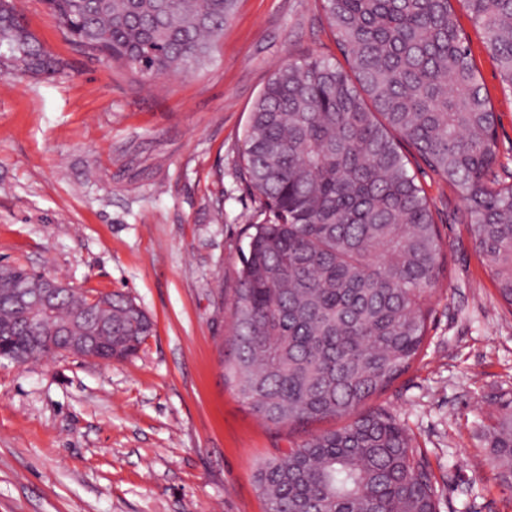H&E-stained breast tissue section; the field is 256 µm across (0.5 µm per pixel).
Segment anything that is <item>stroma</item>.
Returning a JSON list of instances; mask_svg holds the SVG:
<instances>
[{
  "label": "stroma",
  "mask_w": 512,
  "mask_h": 512,
  "mask_svg": "<svg viewBox=\"0 0 512 512\" xmlns=\"http://www.w3.org/2000/svg\"><path fill=\"white\" fill-rule=\"evenodd\" d=\"M62 63L0 76V263L135 299L154 322L109 363L0 359V512H265L254 473L328 422L272 425L224 381L246 225L265 219L239 168L273 68L340 58L316 0H239L213 61L141 79L67 41L43 0H16ZM512 178V93L465 11ZM445 257L418 359L369 405L399 418L439 480L441 512H512L485 439L512 403V308L482 264L459 195L425 166ZM224 221H213L215 209Z\"/></svg>",
  "instance_id": "1"
}]
</instances>
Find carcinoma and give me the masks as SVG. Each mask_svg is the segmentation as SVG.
<instances>
[{
    "label": "carcinoma",
    "instance_id": "1",
    "mask_svg": "<svg viewBox=\"0 0 512 512\" xmlns=\"http://www.w3.org/2000/svg\"><path fill=\"white\" fill-rule=\"evenodd\" d=\"M62 35L146 80L208 64L239 0H44ZM348 68L319 56L280 65L255 100L241 168L269 217L250 224L230 314L224 380L273 425L357 414L255 473L267 512H440L437 480L399 419L358 413L418 357L444 265L427 197L403 149L460 194L501 300L512 307V183L499 180L497 115L464 32L462 6L512 92V0H320ZM0 75L56 62L13 0ZM40 283L0 265V356L29 355L77 311L103 325L99 355L124 360L153 333L131 298L68 285L49 311L16 302ZM512 491V407L486 434Z\"/></svg>",
    "mask_w": 512,
    "mask_h": 512
}]
</instances>
